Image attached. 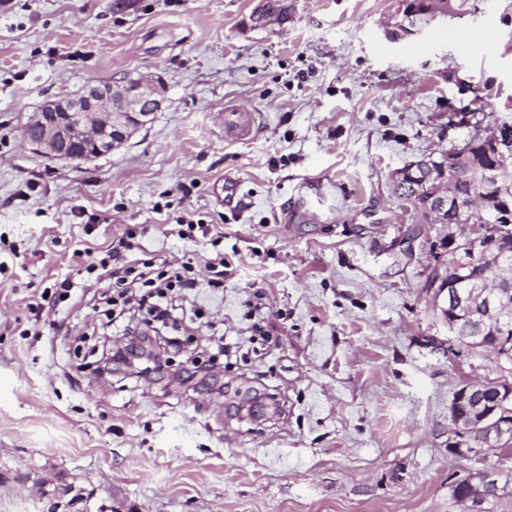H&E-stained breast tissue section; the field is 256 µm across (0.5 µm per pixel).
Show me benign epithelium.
Instances as JSON below:
<instances>
[{"label": "benign epithelium", "instance_id": "obj_1", "mask_svg": "<svg viewBox=\"0 0 512 512\" xmlns=\"http://www.w3.org/2000/svg\"><path fill=\"white\" fill-rule=\"evenodd\" d=\"M161 88L142 80H130L123 84L104 82L90 85L73 97L52 101L36 113L24 131L25 142L35 150L55 159L71 160L87 149L98 154L108 153L122 146L139 128L152 120L162 103ZM480 146L491 162L473 173L474 180L483 185H498L504 172L509 170L507 160L512 158V140L501 137H477L461 150L446 155L430 154L427 164L443 169L448 181L430 193L428 202L435 208L447 210L452 204L456 171L469 151ZM457 224L470 228L461 243L448 235V243L454 246L456 260L448 270L441 271V264L433 268L425 291L434 293L444 321L448 325L449 345L460 344L478 348L480 344L457 335V323L465 318L498 321L500 340L512 342L505 322L508 316L503 301L512 294V265L498 252L496 245L503 235V227L488 219L473 224L466 219V210L457 209ZM471 248L483 252L487 267L500 271V276L488 283L483 278L470 275V265L464 251ZM499 398L484 407L474 406L471 413L462 416L458 407L450 409V421L455 441L448 452L458 457L478 456L498 439L497 429L504 426L506 414L501 412L502 403L512 399V385L495 381ZM482 481L471 480L455 490L456 498L470 504L469 512H485V496L482 484L497 478V471L488 467L478 471Z\"/></svg>", "mask_w": 512, "mask_h": 512}]
</instances>
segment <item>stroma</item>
Segmentation results:
<instances>
[{
	"label": "stroma",
	"mask_w": 512,
	"mask_h": 512,
	"mask_svg": "<svg viewBox=\"0 0 512 512\" xmlns=\"http://www.w3.org/2000/svg\"><path fill=\"white\" fill-rule=\"evenodd\" d=\"M451 2L288 0L260 27L259 0L0 8V512H467L454 482L499 459L449 454V408L512 366L449 353L424 284L459 228L416 223L392 190L407 164L512 129V0ZM419 4L434 21L403 33ZM136 78L162 104L111 153L24 141L49 101ZM180 217L222 228L235 266L184 308L240 353H201L192 382L108 364L112 307L84 270L131 225L134 257L210 254L167 235ZM66 277L80 288L35 325ZM265 300V295L262 292L257 291L252 300H249L247 303L248 311L246 317L248 320L253 321L248 327V329H251V332L253 333L249 338L252 342H256L257 336H260L262 340H267L266 333L262 326L265 319V309H269Z\"/></svg>",
	"instance_id": "stroma-1"
}]
</instances>
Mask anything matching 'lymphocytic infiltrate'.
<instances>
[{"label":"lymphocytic infiltrate","mask_w":512,"mask_h":512,"mask_svg":"<svg viewBox=\"0 0 512 512\" xmlns=\"http://www.w3.org/2000/svg\"><path fill=\"white\" fill-rule=\"evenodd\" d=\"M138 235L136 228H128L117 246L109 248L100 267L106 268L111 282L112 304L119 315H131L132 320L123 324L121 344L116 345L112 358L136 365L145 374L168 370L174 354L185 352L180 338L165 340L154 354H146L143 344L149 333L177 326L181 330L198 328L196 320H184L178 314L177 302L191 294L197 286L193 276L192 259H185L180 266L152 259H127Z\"/></svg>","instance_id":"lymphocytic-infiltrate-1"}]
</instances>
